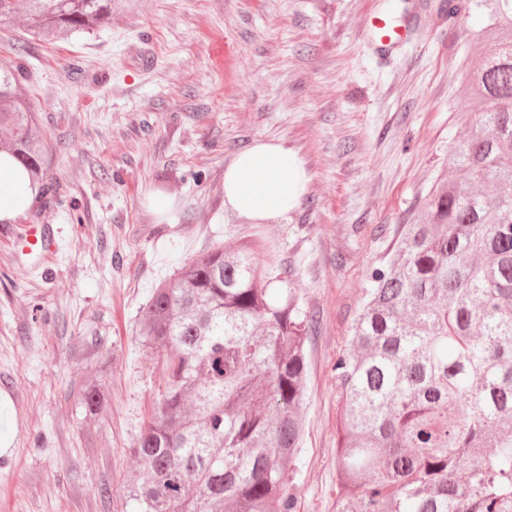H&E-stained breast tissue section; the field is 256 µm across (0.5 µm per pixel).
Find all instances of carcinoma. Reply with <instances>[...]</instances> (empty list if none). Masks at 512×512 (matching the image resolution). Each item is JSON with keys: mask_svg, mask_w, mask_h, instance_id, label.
<instances>
[{"mask_svg": "<svg viewBox=\"0 0 512 512\" xmlns=\"http://www.w3.org/2000/svg\"><path fill=\"white\" fill-rule=\"evenodd\" d=\"M488 24L471 74L480 129L458 140L417 222L394 230L334 367L335 512H512V0H469ZM47 40L112 22V0H0ZM25 46L0 61V153L50 190L23 95ZM258 245L212 247L140 311L163 389L133 442L135 512H293L313 316ZM105 380L79 388L85 417Z\"/></svg>", "mask_w": 512, "mask_h": 512, "instance_id": "obj_1", "label": "carcinoma"}]
</instances>
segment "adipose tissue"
<instances>
[{
    "label": "adipose tissue",
    "mask_w": 512,
    "mask_h": 512,
    "mask_svg": "<svg viewBox=\"0 0 512 512\" xmlns=\"http://www.w3.org/2000/svg\"><path fill=\"white\" fill-rule=\"evenodd\" d=\"M309 180L304 162L282 142L258 138L224 169V208L255 224L283 221L301 205ZM35 200L22 167L0 156V222H13Z\"/></svg>",
    "instance_id": "obj_1"
}]
</instances>
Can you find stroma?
I'll return each instance as SVG.
<instances>
[{
	"label": "stroma",
	"instance_id": "35a3bbf8",
	"mask_svg": "<svg viewBox=\"0 0 512 512\" xmlns=\"http://www.w3.org/2000/svg\"><path fill=\"white\" fill-rule=\"evenodd\" d=\"M407 23L380 55L369 9ZM483 16L444 0H114L112 22L29 43L23 87L47 144L52 193L0 224V512H130L131 445L161 394L137 336L152 288L212 246L259 241L316 323L307 344L295 512H334L333 367L366 277L448 167L480 106L468 72ZM281 141L310 182L287 222L224 209V169L254 139ZM151 191L173 200L152 211ZM50 228L45 258L14 245ZM110 358L97 447L71 394Z\"/></svg>",
	"mask_w": 512,
	"mask_h": 512
}]
</instances>
